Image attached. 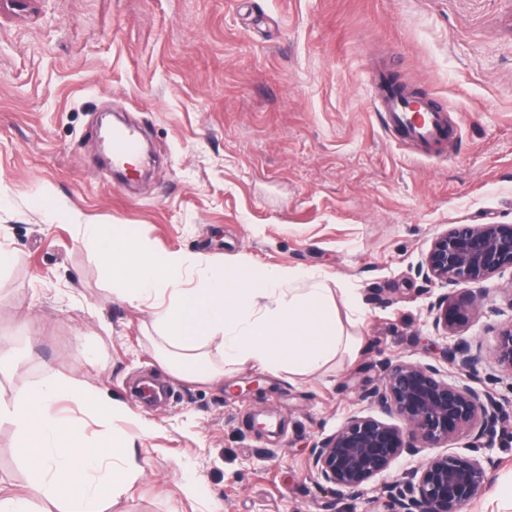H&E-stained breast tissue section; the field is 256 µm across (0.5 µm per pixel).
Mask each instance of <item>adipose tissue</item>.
Instances as JSON below:
<instances>
[{
	"label": "adipose tissue",
	"mask_w": 512,
	"mask_h": 512,
	"mask_svg": "<svg viewBox=\"0 0 512 512\" xmlns=\"http://www.w3.org/2000/svg\"><path fill=\"white\" fill-rule=\"evenodd\" d=\"M83 240L113 293L149 309L157 359L179 378L219 384L225 366L246 364L304 376L358 348L343 332L333 290L312 271L206 265L196 287L183 289V254L155 253L120 225H84ZM213 345L220 354L216 362ZM62 400L103 419L120 411L73 378L45 381L0 404V421L13 426L30 467L26 493L0 489V512H34L38 500L61 502L62 512H106L107 502L142 475L132 441H89L80 421L57 413Z\"/></svg>",
	"instance_id": "1"
}]
</instances>
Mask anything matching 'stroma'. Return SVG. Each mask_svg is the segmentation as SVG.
<instances>
[{
	"label": "stroma",
	"mask_w": 512,
	"mask_h": 512,
	"mask_svg": "<svg viewBox=\"0 0 512 512\" xmlns=\"http://www.w3.org/2000/svg\"><path fill=\"white\" fill-rule=\"evenodd\" d=\"M379 70L452 105L448 147L419 156L383 128ZM104 112L152 147L148 176L114 178ZM88 223L130 226L160 253L316 272L353 291L344 329L364 347L292 381L249 365L220 386L180 379L155 358L147 308L111 299ZM452 224H512V0H0V343L20 366L0 403L76 376L123 405L108 426L57 405L90 438L134 440L144 474L106 512H205L185 471L221 512H382L380 482L319 489L312 444L377 414L381 360L444 366L427 312L444 288L418 266ZM511 320L507 271L462 334L487 353ZM139 383L171 395L146 404ZM479 385L504 423L470 512H512V376L491 363ZM28 479L0 423V487Z\"/></svg>",
	"instance_id": "1"
}]
</instances>
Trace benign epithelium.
<instances>
[{
  "label": "benign epithelium",
  "mask_w": 512,
  "mask_h": 512,
  "mask_svg": "<svg viewBox=\"0 0 512 512\" xmlns=\"http://www.w3.org/2000/svg\"><path fill=\"white\" fill-rule=\"evenodd\" d=\"M508 269L512 224H453L432 240L419 271L452 287L428 308L433 328L448 340L450 370L383 362L369 394L382 416L354 415L313 444L320 487L359 491L389 475L401 457L424 452L425 461L407 472L406 481L384 483L385 512H467L491 488L494 459L453 451L448 442L464 438L469 448L489 450L501 424L503 404L473 386L488 359L460 332L479 313L484 283ZM492 332V358L512 375V320Z\"/></svg>",
  "instance_id": "benign-epithelium-1"
}]
</instances>
